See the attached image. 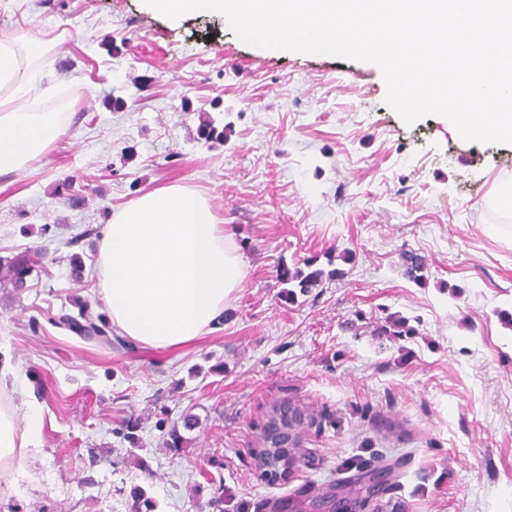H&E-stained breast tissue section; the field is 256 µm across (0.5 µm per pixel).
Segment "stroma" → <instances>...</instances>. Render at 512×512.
I'll list each match as a JSON object with an SVG mask.
<instances>
[{
	"mask_svg": "<svg viewBox=\"0 0 512 512\" xmlns=\"http://www.w3.org/2000/svg\"><path fill=\"white\" fill-rule=\"evenodd\" d=\"M21 30L44 42L22 52L36 80L0 94L68 110L63 134L0 178V264L41 254L25 287L0 283V350L20 370L0 403L35 402L42 420L0 512H131L139 491L155 512H216L222 491L234 512L375 453L402 460L401 477L362 512H512V327L497 316L512 312V207L497 200L512 145L463 141L443 116L407 125L376 65L251 47L219 16L0 0V33ZM207 122L223 141L199 138ZM170 184L207 199L243 258L223 318L169 349L58 325L104 312L107 224ZM407 250L426 257L425 282L406 276ZM331 255L342 280L282 298L279 266ZM396 312L415 335L380 334ZM284 399L304 411V455L268 478L253 454Z\"/></svg>",
	"mask_w": 512,
	"mask_h": 512,
	"instance_id": "obj_1",
	"label": "stroma"
}]
</instances>
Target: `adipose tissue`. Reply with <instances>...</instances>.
<instances>
[{"instance_id": "adipose-tissue-1", "label": "adipose tissue", "mask_w": 512, "mask_h": 512, "mask_svg": "<svg viewBox=\"0 0 512 512\" xmlns=\"http://www.w3.org/2000/svg\"><path fill=\"white\" fill-rule=\"evenodd\" d=\"M62 134L52 112L0 113V176L26 166ZM101 299L121 335L154 348L211 330L243 280L244 263L208 201L179 184L131 201L99 247ZM17 429L0 414V459L24 461L41 432L35 409Z\"/></svg>"}]
</instances>
